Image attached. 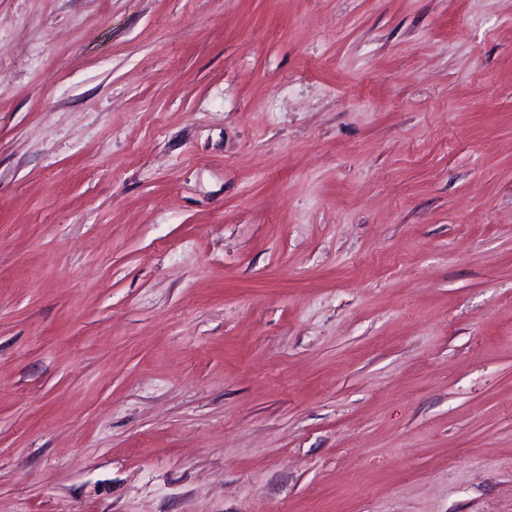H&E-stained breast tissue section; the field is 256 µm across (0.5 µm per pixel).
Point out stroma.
<instances>
[{"instance_id": "35a3bbf8", "label": "stroma", "mask_w": 512, "mask_h": 512, "mask_svg": "<svg viewBox=\"0 0 512 512\" xmlns=\"http://www.w3.org/2000/svg\"><path fill=\"white\" fill-rule=\"evenodd\" d=\"M0 512H512V0H0Z\"/></svg>"}]
</instances>
